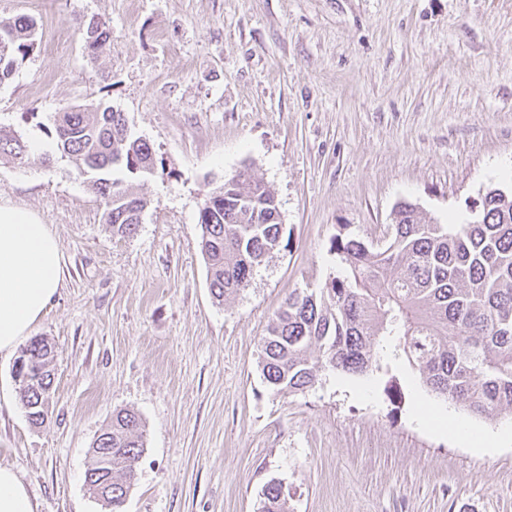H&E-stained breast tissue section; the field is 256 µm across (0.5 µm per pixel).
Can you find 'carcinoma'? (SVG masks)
Returning <instances> with one entry per match:
<instances>
[{
	"mask_svg": "<svg viewBox=\"0 0 512 512\" xmlns=\"http://www.w3.org/2000/svg\"><path fill=\"white\" fill-rule=\"evenodd\" d=\"M97 29L87 44L93 55L111 41L109 30ZM37 45L32 19L0 20V84ZM51 134L103 198L112 235H133L150 201L132 192L124 175L154 173L150 144L128 131L123 113L100 104L57 113ZM28 151L22 138L0 135V157L21 159ZM198 224L209 288L219 302L245 290L283 243L274 193L246 168L206 194ZM331 251L344 275L317 291H292L260 340L258 367L269 388L303 391L321 368L363 375L392 354L415 367L438 398L477 415L512 410V192L488 189L476 219L465 224H438L404 202L380 234L341 233ZM54 381L49 373L20 393L38 421L47 417L43 405ZM94 444L112 449L102 507L123 512L144 453L140 416L113 413ZM259 512H288L280 483L266 486Z\"/></svg>",
	"mask_w": 512,
	"mask_h": 512,
	"instance_id": "1",
	"label": "carcinoma"
}]
</instances>
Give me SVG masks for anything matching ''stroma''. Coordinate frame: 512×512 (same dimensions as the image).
<instances>
[{
  "instance_id": "35a3bbf8",
  "label": "stroma",
  "mask_w": 512,
  "mask_h": 512,
  "mask_svg": "<svg viewBox=\"0 0 512 512\" xmlns=\"http://www.w3.org/2000/svg\"><path fill=\"white\" fill-rule=\"evenodd\" d=\"M39 45L0 85V204L59 241L62 282L31 336L55 347L42 427L0 356V464L35 512H103L88 452L113 412H136L145 451L124 512H258L281 483L288 512H512V413L433 398L407 362L363 377L319 371L276 393L258 342L295 289L343 272L331 242L392 223L399 203L464 224L488 188L512 189V0H0ZM106 23L109 49L82 34ZM106 102L163 168L127 177L149 199L134 236L45 129ZM275 194L286 245L246 290L213 299L198 213L243 168ZM490 439L474 448L414 417L415 399Z\"/></svg>"
}]
</instances>
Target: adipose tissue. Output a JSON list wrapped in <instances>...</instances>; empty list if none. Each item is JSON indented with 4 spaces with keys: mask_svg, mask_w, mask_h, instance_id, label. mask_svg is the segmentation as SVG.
<instances>
[{
    "mask_svg": "<svg viewBox=\"0 0 512 512\" xmlns=\"http://www.w3.org/2000/svg\"><path fill=\"white\" fill-rule=\"evenodd\" d=\"M61 281L60 246L48 225L28 210L0 205V354L28 335Z\"/></svg>",
    "mask_w": 512,
    "mask_h": 512,
    "instance_id": "1",
    "label": "adipose tissue"
}]
</instances>
